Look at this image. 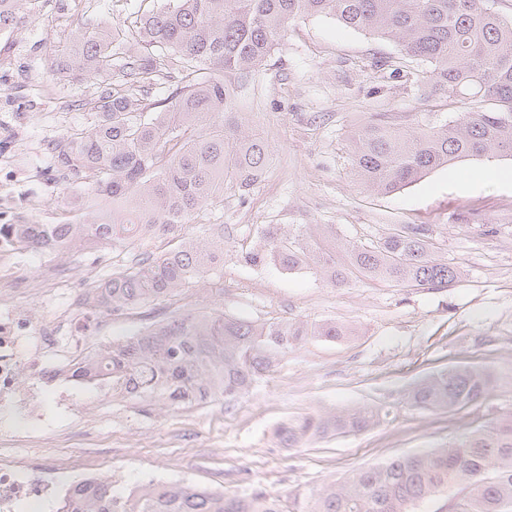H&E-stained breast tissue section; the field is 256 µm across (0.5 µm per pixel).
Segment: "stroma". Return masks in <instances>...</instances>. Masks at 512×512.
I'll list each match as a JSON object with an SVG mask.
<instances>
[{
  "label": "stroma",
  "instance_id": "stroma-1",
  "mask_svg": "<svg viewBox=\"0 0 512 512\" xmlns=\"http://www.w3.org/2000/svg\"><path fill=\"white\" fill-rule=\"evenodd\" d=\"M153 0H32L9 41L0 40V122L26 146L5 202L12 224L75 222L89 185L58 172L54 148L91 117L75 101L96 95L101 79H58L48 65L55 46L82 24L131 25ZM425 63L401 59L393 42L343 27L332 17L289 26L283 45L242 89L237 109L269 145L270 162L247 196L225 189L223 203L195 213L190 225L224 227V273L191 285L179 300L152 303V315H113L112 327H89L101 345L142 333L184 310L226 315L336 321L348 340H309L231 407L168 408L116 398L92 386L84 402L101 407L100 429L112 443L95 466L125 493L145 482H182L214 492L256 488L289 512H306L326 483L397 456L447 447L469 431L512 413V157L449 163L390 194L364 190L350 159V138L375 113L427 128L482 102L433 92ZM295 233L303 224L332 228L337 248L367 243L410 224L429 228L438 252L457 272L444 288H403L353 280L334 288L311 269L249 266L260 228ZM172 245L160 236L122 246L57 253L69 270L66 290L88 293L113 273ZM457 366L491 371L495 389L480 402L447 412L410 405L421 378ZM372 406L384 417L356 434L297 448L273 437L283 420Z\"/></svg>",
  "mask_w": 512,
  "mask_h": 512
}]
</instances>
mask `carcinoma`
<instances>
[{"instance_id": "cac0c4a2", "label": "carcinoma", "mask_w": 512, "mask_h": 512, "mask_svg": "<svg viewBox=\"0 0 512 512\" xmlns=\"http://www.w3.org/2000/svg\"><path fill=\"white\" fill-rule=\"evenodd\" d=\"M31 0H0V29ZM133 28L78 27L49 62L63 80L82 75L112 79L81 102L94 117L69 135L59 171L88 181L93 200L77 224H11L0 247L50 249L60 243L123 244L168 236L175 245L158 257L112 275L99 285L101 304L120 313L179 296L224 266V225L187 231L200 209L224 201L230 187L245 195L260 180L271 151L247 131L236 111L239 93L282 44L288 26L332 16L344 27L392 41L405 60L429 65L432 89L490 102L427 129L376 114L352 136L354 176L368 191L387 194L466 157H512V22L484 0H157ZM180 84L170 105L147 111L161 69ZM250 266L309 268L336 286L351 279L409 288H444L457 276L438 257L419 224L336 256V238L319 228L289 235L276 224L254 246L236 253ZM355 335L336 322L270 319L253 323L219 308L190 310L123 343L98 347L89 370L108 371L123 392L148 402L230 406L249 393L288 352L308 339ZM490 373L470 366L432 374L409 392L414 407L452 411L483 398ZM382 419L370 406L306 414L280 423L285 448L358 434ZM456 493L449 512H512V415L464 435L446 448L412 453L360 469L323 487L308 512H410L444 488ZM62 512H286L263 491L226 495L180 483H149L135 493L112 485L80 486Z\"/></svg>"}]
</instances>
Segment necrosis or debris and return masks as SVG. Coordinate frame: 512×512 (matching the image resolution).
I'll list each match as a JSON object with an SVG mask.
<instances>
[{
    "label": "necrosis or debris",
    "mask_w": 512,
    "mask_h": 512,
    "mask_svg": "<svg viewBox=\"0 0 512 512\" xmlns=\"http://www.w3.org/2000/svg\"><path fill=\"white\" fill-rule=\"evenodd\" d=\"M13 249H0V512H27L32 501L50 502L82 484L111 483L110 472L86 462L60 461L51 448L58 437L75 444L94 431L75 398L79 386H108V376H85L81 369L94 348L79 310L97 309L99 328L112 325L99 311L98 292L70 296L61 323H35L30 302L51 303L46 284L62 285L56 264L34 272L29 287H16Z\"/></svg>",
    "instance_id": "obj_1"
}]
</instances>
